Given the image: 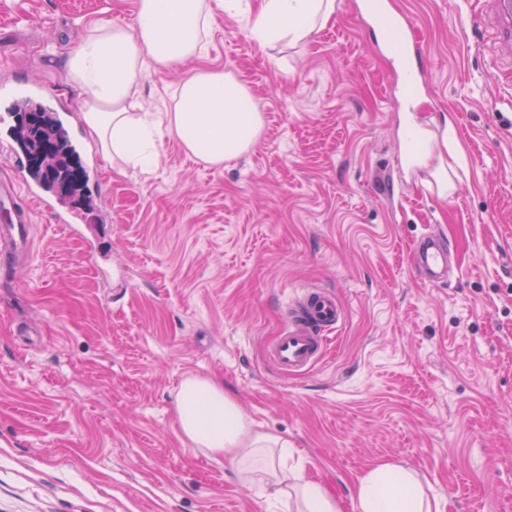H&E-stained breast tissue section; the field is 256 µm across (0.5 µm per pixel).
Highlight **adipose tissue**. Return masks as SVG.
I'll return each mask as SVG.
<instances>
[{
	"label": "adipose tissue",
	"instance_id": "ef3b65f1",
	"mask_svg": "<svg viewBox=\"0 0 512 512\" xmlns=\"http://www.w3.org/2000/svg\"><path fill=\"white\" fill-rule=\"evenodd\" d=\"M217 9L246 11L253 39L267 46L296 42L324 27L335 12V0H136L131 26L93 24L66 54L63 69L82 97L84 129L104 161L117 157L152 170L167 136L209 165L238 158L255 144L262 114L247 87L221 71L186 73L172 93L169 111L132 109L148 74L177 70L188 59L204 56L206 30ZM175 412L187 440L224 456L242 480L259 482L264 503H279L285 512H338L335 498L320 482L288 469L287 441L256 430L225 394L223 381L187 378ZM354 500L358 512H432L416 476L387 464L358 481Z\"/></svg>",
	"mask_w": 512,
	"mask_h": 512
}]
</instances>
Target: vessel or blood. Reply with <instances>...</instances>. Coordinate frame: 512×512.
Here are the masks:
<instances>
[{"instance_id": "b4317fda", "label": "vessel or blood", "mask_w": 512, "mask_h": 512, "mask_svg": "<svg viewBox=\"0 0 512 512\" xmlns=\"http://www.w3.org/2000/svg\"><path fill=\"white\" fill-rule=\"evenodd\" d=\"M492 28L503 52L512 54V0H487ZM22 186L11 179L0 180V209L12 212L10 223L0 226V242L24 250L32 245L31 216L20 207ZM413 260L428 283L446 281L448 244L440 236L424 235L416 244ZM345 311L334 293L309 288L295 296L287 306L283 330L271 345L272 363L284 376L306 371L323 361L327 337L344 321Z\"/></svg>"}]
</instances>
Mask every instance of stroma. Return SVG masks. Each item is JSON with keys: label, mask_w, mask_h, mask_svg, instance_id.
<instances>
[{"label": "stroma", "mask_w": 512, "mask_h": 512, "mask_svg": "<svg viewBox=\"0 0 512 512\" xmlns=\"http://www.w3.org/2000/svg\"><path fill=\"white\" fill-rule=\"evenodd\" d=\"M363 2L266 48L215 11L203 64L248 86L263 131L220 167L164 138L145 175L100 157L60 64L94 23L131 24L136 0H0V86L42 87L91 194L83 209L42 191L32 251L0 256V512H261L177 426L196 375L287 439L339 512L384 464L440 512H512V98L493 78L512 62L478 46L472 0H386L417 34L404 55ZM25 104L0 96V177L23 183ZM410 117L450 157L448 196L406 162ZM429 231L454 257L439 286L411 269ZM312 287L346 317L326 360L286 378L268 349Z\"/></svg>", "instance_id": "35a3bbf8"}]
</instances>
